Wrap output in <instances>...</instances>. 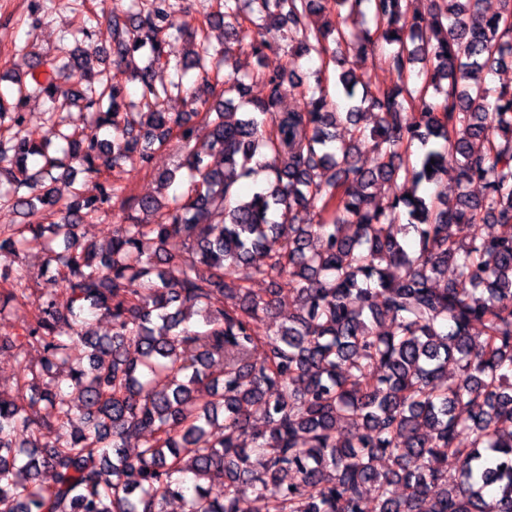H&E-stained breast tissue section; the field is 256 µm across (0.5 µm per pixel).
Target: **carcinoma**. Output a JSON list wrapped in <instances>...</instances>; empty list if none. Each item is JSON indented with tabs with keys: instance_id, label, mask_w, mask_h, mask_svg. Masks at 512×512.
<instances>
[{
	"instance_id": "1",
	"label": "carcinoma",
	"mask_w": 512,
	"mask_h": 512,
	"mask_svg": "<svg viewBox=\"0 0 512 512\" xmlns=\"http://www.w3.org/2000/svg\"><path fill=\"white\" fill-rule=\"evenodd\" d=\"M166 3L152 0L136 23L109 18L116 65L150 48L139 102L101 78L70 93L95 114L91 130L50 112L39 139L0 132V209L29 218L0 224V256L41 246L69 293L63 307L36 297L22 265H0V303L23 312L24 330L20 342L0 336V351L44 353L40 370L22 366L18 396L0 397V512H166L173 499L185 512H248L243 486L267 512H512V85L481 78L512 60V0L497 12L484 0H430L409 23V0H224L191 33L200 77L219 69L207 28L224 24L259 59L267 42L245 26L258 19L297 34L299 55L336 63L350 101L342 109L318 87L280 110L288 68L258 70L268 95L239 114L234 97L247 87L227 52L230 73L209 98L165 108L183 91L181 75L154 79L162 36L176 28ZM345 13L371 26L348 34ZM380 42L394 47L399 75L422 64L416 81L373 85L346 67L348 52L363 59ZM85 69L75 49L33 56L32 85L0 89V122L23 126L31 97L61 93L57 72ZM200 137L222 168L192 146ZM172 138L188 187L170 202L125 197L110 182L112 168L147 167ZM363 148L374 167L360 164ZM58 150L98 195L73 188ZM256 165L270 172L266 185L235 197ZM380 181L402 191L382 199ZM423 183L439 191L422 196ZM116 202L153 221L127 216L102 253L78 229ZM45 210L57 223L40 222ZM487 224L501 233L485 235ZM259 278L270 282L262 293L249 288ZM285 291L300 312L279 323ZM99 314L111 335L92 331ZM216 357L221 379L207 372Z\"/></svg>"
}]
</instances>
